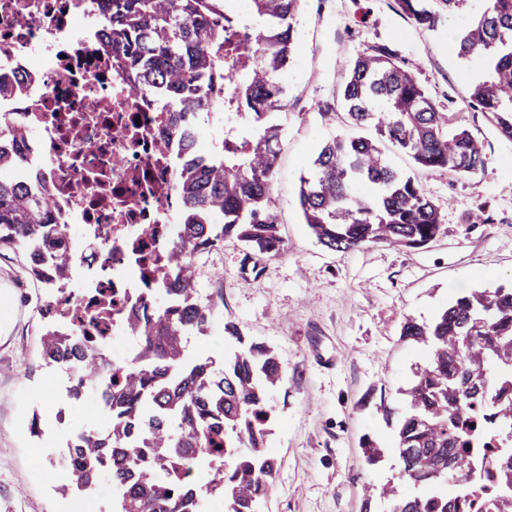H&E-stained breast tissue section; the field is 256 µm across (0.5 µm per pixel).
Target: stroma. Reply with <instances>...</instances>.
Masks as SVG:
<instances>
[{
	"label": "stroma",
	"instance_id": "stroma-1",
	"mask_svg": "<svg viewBox=\"0 0 512 512\" xmlns=\"http://www.w3.org/2000/svg\"><path fill=\"white\" fill-rule=\"evenodd\" d=\"M484 7L440 13L433 29L417 26L396 0H304L298 51L282 79L288 114L274 186L287 250L262 258L225 241L197 263L202 295L221 296L208 335L188 337V357L222 360L234 348L225 324L273 347L286 374L274 396L268 446L279 470L263 512H394L395 502H365L367 486L397 480L395 430L384 410L400 415L402 388L425 350L401 339L405 318L431 322L457 293L512 283V142L470 106L475 68L457 57L451 37ZM395 54L440 111L483 140V167L459 176L420 170L388 148L393 165L414 176L437 205L439 237L419 249L381 245L331 251L303 223L299 179L320 144L338 136L376 139L349 124L342 88L359 54ZM485 211L489 220L472 223ZM23 259L0 249V512H67L62 478L52 476L60 432L45 420L56 409L38 308L45 300ZM382 448L369 463L365 440Z\"/></svg>",
	"mask_w": 512,
	"mask_h": 512
}]
</instances>
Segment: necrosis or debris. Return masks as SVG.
<instances>
[{"label": "necrosis or debris", "mask_w": 512, "mask_h": 512, "mask_svg": "<svg viewBox=\"0 0 512 512\" xmlns=\"http://www.w3.org/2000/svg\"><path fill=\"white\" fill-rule=\"evenodd\" d=\"M97 17L95 0H0V119L27 132L6 174L49 199L73 253L54 306L89 311L101 289L129 308L158 286L134 247L166 250L185 219L176 190L185 154L177 140L160 142L157 95L137 90L133 71L113 72ZM468 455L469 512H495L494 456Z\"/></svg>", "instance_id": "obj_1"}]
</instances>
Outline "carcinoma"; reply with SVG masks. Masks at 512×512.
I'll use <instances>...</instances> for the list:
<instances>
[{
    "label": "carcinoma",
    "mask_w": 512,
    "mask_h": 512,
    "mask_svg": "<svg viewBox=\"0 0 512 512\" xmlns=\"http://www.w3.org/2000/svg\"><path fill=\"white\" fill-rule=\"evenodd\" d=\"M97 2L112 63L139 71L164 100L161 124L185 149L192 147L188 127L202 114L224 113L227 127L222 146L179 173L191 219L159 257L161 287L145 289L142 303L125 312L137 357L112 365L107 433H80L71 483L87 490L111 471L114 512H200L212 498L224 501V512H261L278 470L267 448L270 402L285 373L269 346L245 340L234 325H225L224 333L237 350L220 364L211 357L188 359L184 339L206 334L218 308L216 298L197 288L199 256L226 239L264 257L287 249L273 195L283 138L277 114L287 108L282 74L296 47L303 0H249V19L235 17L226 0ZM426 2L398 5L431 29L437 13ZM484 2L453 36V49L486 67L470 102L512 140V0ZM233 61L243 62L244 71L226 90L224 69ZM343 100L349 123L374 128L377 139L339 136L320 145L300 177L303 223L332 251L428 245L442 229L438 209L413 176L390 164L381 142L406 152L423 170L459 176L484 165L483 146L467 129H449L448 114L384 51L350 63ZM2 248L21 253L30 276L52 290L72 261L46 206L21 182L0 177ZM159 292L166 296L162 306L155 304ZM99 305L91 316L44 305L46 359L73 363L79 384L96 380L105 362L98 351L73 346L57 326L59 315L97 329L114 310L112 290L101 292ZM401 336L426 348L402 390L405 410L392 449L409 492L400 494L389 483L377 491L397 498L395 512H463L467 453L485 425L502 448L495 459L503 489L499 512H512V287L460 294L428 324L405 319Z\"/></svg>",
    "instance_id": "1"
}]
</instances>
